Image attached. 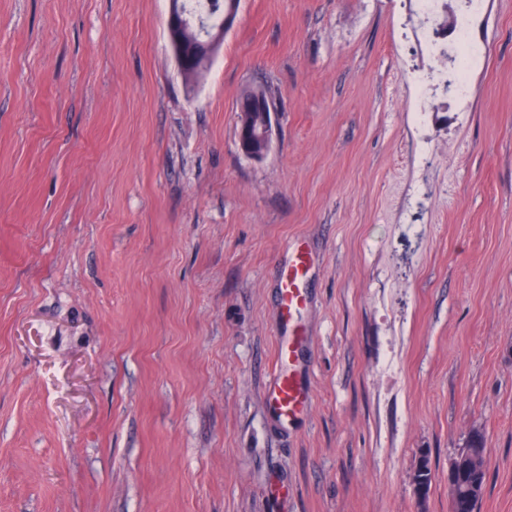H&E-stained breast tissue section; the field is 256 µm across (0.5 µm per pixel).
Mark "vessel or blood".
Segmentation results:
<instances>
[{
	"instance_id": "obj_1",
	"label": "vessel or blood",
	"mask_w": 512,
	"mask_h": 512,
	"mask_svg": "<svg viewBox=\"0 0 512 512\" xmlns=\"http://www.w3.org/2000/svg\"><path fill=\"white\" fill-rule=\"evenodd\" d=\"M309 257L306 248L293 251L279 288V314L293 334L278 340L276 364L270 379L267 403L271 411L282 420H291L305 409L307 391L301 373L296 366L300 337L296 333L298 315L306 299L303 278L307 272Z\"/></svg>"
}]
</instances>
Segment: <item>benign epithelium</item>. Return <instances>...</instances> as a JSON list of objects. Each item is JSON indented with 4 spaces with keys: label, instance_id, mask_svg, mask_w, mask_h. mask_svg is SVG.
Instances as JSON below:
<instances>
[{
    "label": "benign epithelium",
    "instance_id": "1",
    "mask_svg": "<svg viewBox=\"0 0 512 512\" xmlns=\"http://www.w3.org/2000/svg\"><path fill=\"white\" fill-rule=\"evenodd\" d=\"M236 19L235 10H225L218 25L195 40L194 45L189 47L184 38L187 29L180 5L172 0L167 33L179 69L184 70L190 63L197 60L208 61L218 46L224 42V33L234 26ZM239 110V148L246 157L260 160L271 146L272 113L275 112L273 102L263 99L260 91L253 90L241 99Z\"/></svg>",
    "mask_w": 512,
    "mask_h": 512
}]
</instances>
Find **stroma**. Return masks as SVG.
Instances as JSON below:
<instances>
[{
	"mask_svg": "<svg viewBox=\"0 0 512 512\" xmlns=\"http://www.w3.org/2000/svg\"><path fill=\"white\" fill-rule=\"evenodd\" d=\"M169 0H0V512H512V0L464 107L415 0H241L194 83ZM269 89L263 159L238 104ZM310 254L293 422L266 386ZM428 453L431 485L412 474ZM257 108L260 113L258 130L251 131L244 117L246 112ZM240 124L238 142L241 152L253 160L262 159L270 149L272 136V113L275 112L272 100H264L260 90L246 94L239 103ZM477 452H486V448H484L482 434L475 431L466 448H463L453 458L448 467V471H453L452 478L459 495L460 512H478V506L482 499L487 476L486 467L483 470L475 471L462 464L467 456Z\"/></svg>",
	"mask_w": 512,
	"mask_h": 512,
	"instance_id": "stroma-1",
	"label": "stroma"
}]
</instances>
